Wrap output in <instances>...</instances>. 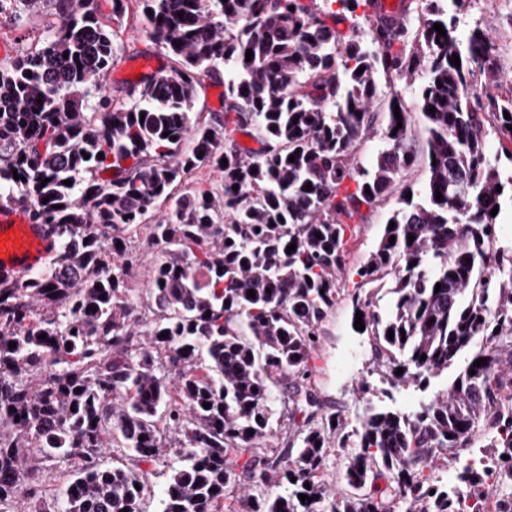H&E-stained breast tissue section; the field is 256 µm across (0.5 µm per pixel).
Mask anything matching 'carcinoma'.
I'll list each match as a JSON object with an SVG mask.
<instances>
[{"mask_svg":"<svg viewBox=\"0 0 512 512\" xmlns=\"http://www.w3.org/2000/svg\"><path fill=\"white\" fill-rule=\"evenodd\" d=\"M141 2L148 37L176 62L143 75L127 103L102 85L116 45L96 0H53L57 26L0 67V148L11 147L0 153V207L21 208L58 238L40 270L0 281V512H15L22 497L31 512H142L145 466L168 445L176 462L159 512H393L394 503L458 512L457 500L483 488L480 473L467 466L465 488H448L435 463L459 457L484 427L512 428V344L503 343L512 336V246L496 245L491 215L496 187L512 188V89L493 80L468 96L474 68H494L495 44L478 28L461 41L435 0L415 30L371 26L376 50L329 24L346 14L354 27L369 22L357 13L363 0H337L339 13L305 0ZM395 43L411 49L393 53ZM380 70L427 71V180L418 196L401 194L387 219L394 228L356 271L364 285L393 274L386 305L357 294L353 308L394 387L424 391L461 353L471 356L415 412L367 399L351 428L310 386L308 360L339 297L349 224L417 162L395 97L385 148L372 169L355 164L375 134ZM206 80L224 83L226 106L262 151L224 144L221 117L192 121ZM489 127L501 144L493 157ZM200 167L220 174V188L174 197ZM142 227L147 296L133 287L124 247ZM480 358L487 363L474 365ZM279 401L293 437L270 448ZM118 442L132 465L102 466V448ZM332 446L350 449L345 479L356 490L339 500L324 481ZM489 447L505 476L497 512H512V437L495 434ZM58 457L76 469L64 498L47 499ZM242 482L284 491L228 501Z\"/></svg>","mask_w":512,"mask_h":512,"instance_id":"carcinoma-1","label":"carcinoma"}]
</instances>
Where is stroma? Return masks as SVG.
<instances>
[{
	"label": "stroma",
	"instance_id": "obj_1",
	"mask_svg": "<svg viewBox=\"0 0 512 512\" xmlns=\"http://www.w3.org/2000/svg\"><path fill=\"white\" fill-rule=\"evenodd\" d=\"M98 16L104 23H117L121 34L117 56L107 77L109 91L115 100H128L130 82L142 62L152 68L169 69L173 61L159 49L142 30V4L140 0H127L120 21L112 19V0H98ZM444 9L453 10L458 37H466L474 28L483 29L497 47L496 64L499 80L512 83V0H466L461 9H453L445 0ZM59 17L47 4L36 8L20 7L0 12V44H9L11 53H0V66H9L15 54L28 49L35 38ZM422 74L398 77L378 73L377 95L373 103L374 126L377 137L364 141L357 148L355 161L371 167L382 145L381 131L386 127L385 107L392 98H400L409 112L407 144L414 151L425 146L426 119L420 110L417 90L423 82ZM424 164H416L398 183V191L372 205L361 208V218L355 224L346 246L347 271L341 277V295L321 325L319 343L309 362V381L327 405L343 409L348 418L361 412L364 402L359 387L369 383L376 390V403L400 411L411 410L421 394L411 388L385 389L373 370L371 340L354 327L351 298L357 280L351 272L367 259L378 243L391 211L397 205V194L406 189L420 190L426 181Z\"/></svg>",
	"mask_w": 512,
	"mask_h": 512
}]
</instances>
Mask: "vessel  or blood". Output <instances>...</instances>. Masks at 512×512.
<instances>
[{"label": "vessel or blood", "mask_w": 512, "mask_h": 512, "mask_svg": "<svg viewBox=\"0 0 512 512\" xmlns=\"http://www.w3.org/2000/svg\"><path fill=\"white\" fill-rule=\"evenodd\" d=\"M407 0H369L366 10L373 21L400 23L406 18ZM0 231L9 238L0 244V278H19L39 267L55 248L47 225L33 223L16 209H0Z\"/></svg>", "instance_id": "obj_1"}]
</instances>
